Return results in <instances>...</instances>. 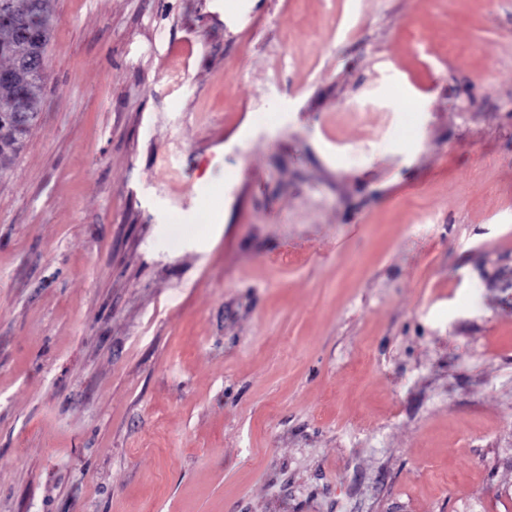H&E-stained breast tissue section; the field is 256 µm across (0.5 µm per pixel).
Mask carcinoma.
Returning <instances> with one entry per match:
<instances>
[{
  "instance_id": "1",
  "label": "carcinoma",
  "mask_w": 512,
  "mask_h": 512,
  "mask_svg": "<svg viewBox=\"0 0 512 512\" xmlns=\"http://www.w3.org/2000/svg\"><path fill=\"white\" fill-rule=\"evenodd\" d=\"M55 0H0V106L18 99L17 116L0 115V174L24 148L38 120L46 58L33 50L29 23H39L45 45L53 35Z\"/></svg>"
}]
</instances>
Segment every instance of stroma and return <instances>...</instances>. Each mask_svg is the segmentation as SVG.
I'll use <instances>...</instances> for the list:
<instances>
[{"mask_svg":"<svg viewBox=\"0 0 512 512\" xmlns=\"http://www.w3.org/2000/svg\"><path fill=\"white\" fill-rule=\"evenodd\" d=\"M0 512H512V0H56Z\"/></svg>","mask_w":512,"mask_h":512,"instance_id":"35a3bbf8","label":"stroma"}]
</instances>
